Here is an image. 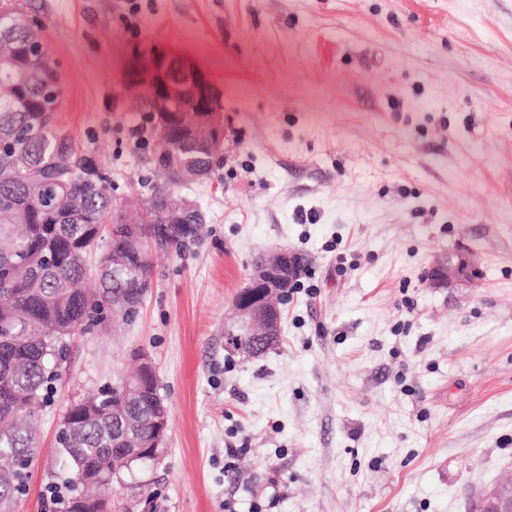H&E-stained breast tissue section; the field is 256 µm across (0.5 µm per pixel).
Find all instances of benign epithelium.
Instances as JSON below:
<instances>
[{
    "mask_svg": "<svg viewBox=\"0 0 512 512\" xmlns=\"http://www.w3.org/2000/svg\"><path fill=\"white\" fill-rule=\"evenodd\" d=\"M114 102L137 108L141 112H162L171 119L181 102L188 111L202 115L197 133L215 143L213 155L222 151L224 143V120L221 93L209 74L191 60L176 54L171 48L155 45L148 50L131 52L126 69L120 79ZM168 124L159 125L154 158L174 153L179 143L167 133ZM170 203L175 211L164 207L153 208V219L165 232L175 229L197 232L195 224L174 223L175 214L197 210L193 201L180 198ZM302 258L286 248L263 253L262 260L253 267L250 276L236 297L235 318L224 323V341L235 336H255L265 344H275L280 336L282 306L293 288L295 271ZM476 268L471 260L461 257L455 263H440L432 271L437 281L457 278H472ZM138 361L135 376L126 381V388L133 392L143 390L149 377L155 374L151 357L145 352L135 354ZM167 417L155 420V437L138 449V453L159 459L165 452ZM505 497L512 499V488L495 487L482 500L479 512H512V504L501 507Z\"/></svg>",
    "mask_w": 512,
    "mask_h": 512,
    "instance_id": "benign-epithelium-1",
    "label": "benign epithelium"
}]
</instances>
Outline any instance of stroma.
<instances>
[{
	"label": "stroma",
	"mask_w": 512,
	"mask_h": 512,
	"mask_svg": "<svg viewBox=\"0 0 512 512\" xmlns=\"http://www.w3.org/2000/svg\"><path fill=\"white\" fill-rule=\"evenodd\" d=\"M62 68L57 114L128 216L159 184L141 115L112 99L161 42L221 90L227 136L175 192L205 217L152 252L136 316L73 337L14 512H53L67 407L148 353L170 410L162 460L112 494L138 512H475L512 480V0H26ZM309 276L279 343L245 360L224 321L252 261ZM478 274L437 284L433 265Z\"/></svg>",
	"instance_id": "stroma-1"
}]
</instances>
